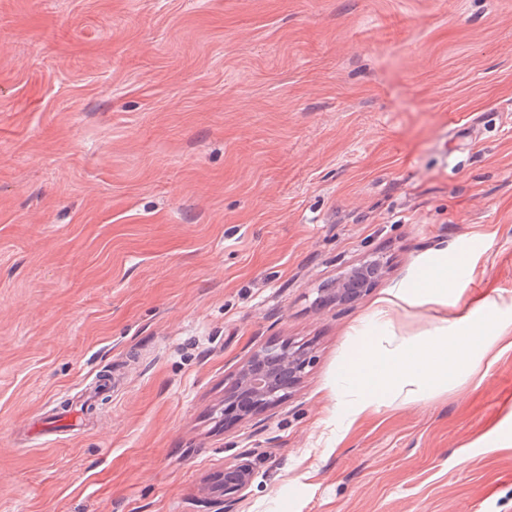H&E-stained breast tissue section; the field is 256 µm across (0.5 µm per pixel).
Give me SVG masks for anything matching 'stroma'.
I'll list each match as a JSON object with an SVG mask.
<instances>
[{
	"label": "stroma",
	"mask_w": 512,
	"mask_h": 512,
	"mask_svg": "<svg viewBox=\"0 0 512 512\" xmlns=\"http://www.w3.org/2000/svg\"><path fill=\"white\" fill-rule=\"evenodd\" d=\"M476 239L396 336L512 323V0H0V512H206L241 461L240 512H512V349L336 413L373 302ZM283 340L300 386L219 424ZM106 370L90 426L29 436ZM384 270L376 260H366L350 266L326 288L327 303L343 306L356 302L366 288L383 276ZM308 348L289 342L254 349L224 390L220 415L245 419L267 413L286 399L304 378L313 356ZM251 481V469L244 463L224 466V471L212 474L206 490L207 511L238 512Z\"/></svg>",
	"instance_id": "obj_1"
}]
</instances>
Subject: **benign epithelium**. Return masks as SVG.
Returning <instances> with one entry per match:
<instances>
[{"mask_svg": "<svg viewBox=\"0 0 512 512\" xmlns=\"http://www.w3.org/2000/svg\"><path fill=\"white\" fill-rule=\"evenodd\" d=\"M383 273L375 260L354 264L325 289V300L336 306L354 303ZM311 363V351L304 346L281 342L257 347L225 388L220 415L245 419L273 410L302 382ZM251 481V469L244 463L227 465L211 475L205 500L208 512H238Z\"/></svg>", "mask_w": 512, "mask_h": 512, "instance_id": "benign-epithelium-1", "label": "benign epithelium"}]
</instances>
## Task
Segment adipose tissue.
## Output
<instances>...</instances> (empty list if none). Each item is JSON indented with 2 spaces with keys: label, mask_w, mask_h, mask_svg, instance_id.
Segmentation results:
<instances>
[{
  "label": "adipose tissue",
  "mask_w": 512,
  "mask_h": 512,
  "mask_svg": "<svg viewBox=\"0 0 512 512\" xmlns=\"http://www.w3.org/2000/svg\"><path fill=\"white\" fill-rule=\"evenodd\" d=\"M457 281L446 261L437 259L416 273L414 289L395 288L377 300L366 328L381 331L391 327V313L403 304H444ZM464 335L449 334L447 326L434 329L416 343H381L365 339L336 376V402L344 404L348 392H355L354 415H362L392 404L400 396L424 387L436 390L449 376L476 369L494 348L492 316L470 315Z\"/></svg>",
  "instance_id": "obj_1"
}]
</instances>
